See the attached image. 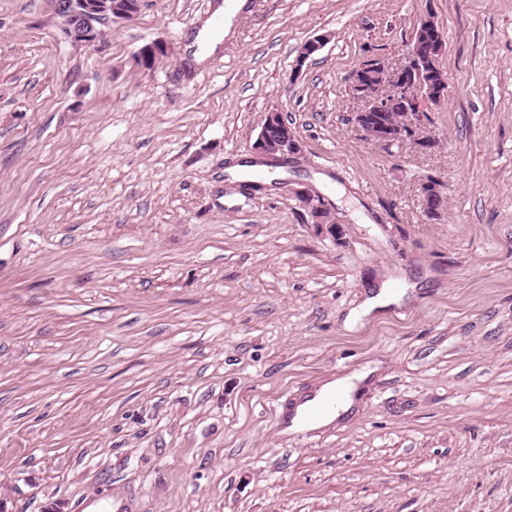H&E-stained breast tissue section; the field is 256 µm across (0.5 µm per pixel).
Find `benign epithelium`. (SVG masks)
<instances>
[{
  "label": "benign epithelium",
  "mask_w": 512,
  "mask_h": 512,
  "mask_svg": "<svg viewBox=\"0 0 512 512\" xmlns=\"http://www.w3.org/2000/svg\"><path fill=\"white\" fill-rule=\"evenodd\" d=\"M140 9L141 0H127L115 11L102 0H53L54 13L64 22L65 36L87 45L99 40L115 21L134 20ZM445 45L444 31L434 17L429 16L421 21L397 63L379 59L360 64L352 75L350 92L358 102L353 120L366 140L384 148L408 143L422 152L438 144L435 134L422 126V117L431 103L446 92L445 76L429 68L433 55L441 52ZM169 54L167 43L157 40L142 46L135 59L145 67ZM253 148L267 157L294 156L302 152L301 142L287 116L277 110L267 113ZM423 191L424 210L431 215L443 202L441 185L429 181ZM294 193L317 228L336 237L337 221L331 205L306 188L296 189Z\"/></svg>",
  "instance_id": "1"
}]
</instances>
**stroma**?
<instances>
[{
	"instance_id": "1",
	"label": "stroma",
	"mask_w": 512,
	"mask_h": 512,
	"mask_svg": "<svg viewBox=\"0 0 512 512\" xmlns=\"http://www.w3.org/2000/svg\"><path fill=\"white\" fill-rule=\"evenodd\" d=\"M217 2L144 0L86 46L51 0H0L8 512H512V0H241L194 64ZM429 13L441 142L389 152L350 77ZM273 109L302 153L233 179ZM384 283L404 301L351 319ZM364 368L350 414L283 434V403ZM170 48L167 43L157 40L142 46L135 55L137 63L146 68L147 65L153 62L154 64L160 60L168 58ZM294 193L302 206L310 213L313 224H316L321 232L325 231L331 237L335 236L338 222L331 205L324 198L311 193L306 188L295 189Z\"/></svg>"
}]
</instances>
